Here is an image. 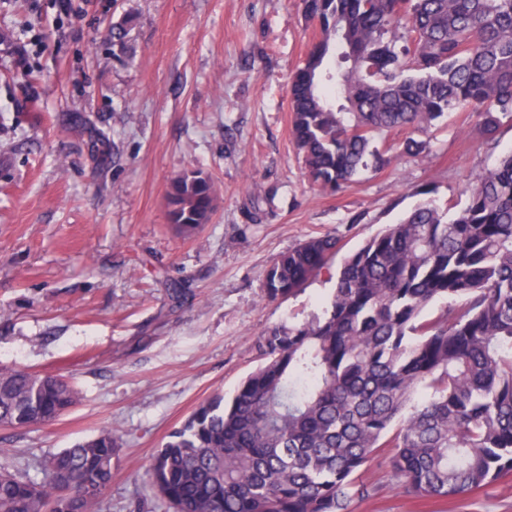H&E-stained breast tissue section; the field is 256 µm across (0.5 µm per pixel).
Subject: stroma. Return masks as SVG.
I'll return each instance as SVG.
<instances>
[{
    "instance_id": "obj_1",
    "label": "stroma",
    "mask_w": 512,
    "mask_h": 512,
    "mask_svg": "<svg viewBox=\"0 0 512 512\" xmlns=\"http://www.w3.org/2000/svg\"><path fill=\"white\" fill-rule=\"evenodd\" d=\"M121 21L130 59L112 45ZM0 31V365L79 392L54 422L0 429V465L30 471L112 428L121 453L100 512H172L148 476L169 432L256 368L257 336L321 313L341 255L268 301L277 256L328 232L352 252L423 188L464 207L512 151L511 119L489 135L457 111L418 155L394 148L338 192L311 182L289 133L288 82L315 38L299 0H0ZM190 169L212 178L218 208L185 236L165 196ZM393 454L356 474L365 493L344 512H512V476L418 497Z\"/></svg>"
}]
</instances>
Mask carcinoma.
I'll list each match as a JSON object with an SVG mask.
<instances>
[{
  "instance_id": "carcinoma-1",
  "label": "carcinoma",
  "mask_w": 512,
  "mask_h": 512,
  "mask_svg": "<svg viewBox=\"0 0 512 512\" xmlns=\"http://www.w3.org/2000/svg\"><path fill=\"white\" fill-rule=\"evenodd\" d=\"M318 27L288 86L290 134L309 179L332 191L388 162L458 110L487 132L512 118V0H301ZM127 28L113 45L134 56ZM458 210L424 199L344 258L322 314L256 340L260 365L230 399L196 408L153 457L173 512H342L354 476L384 448L406 492L455 499L512 475V153ZM184 233L210 221L209 175L166 193ZM339 252L332 234L276 258L263 296L288 297ZM455 301L434 319L427 306ZM67 380L0 366V426L57 420ZM400 426L394 435L389 431ZM119 449L112 429L0 470V512H98Z\"/></svg>"
}]
</instances>
